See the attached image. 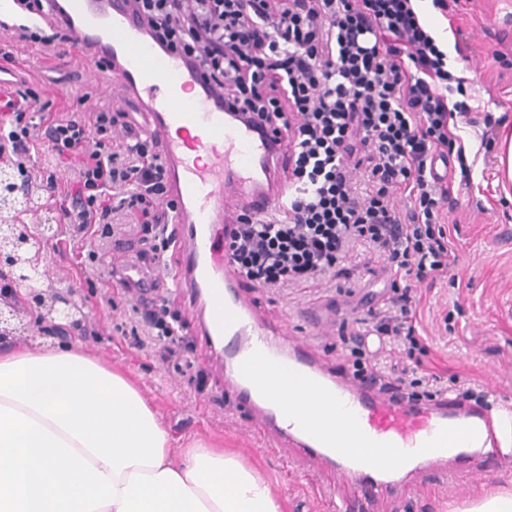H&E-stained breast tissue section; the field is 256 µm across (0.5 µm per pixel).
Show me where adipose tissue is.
<instances>
[{
	"label": "adipose tissue",
	"instance_id": "adipose-tissue-1",
	"mask_svg": "<svg viewBox=\"0 0 512 512\" xmlns=\"http://www.w3.org/2000/svg\"><path fill=\"white\" fill-rule=\"evenodd\" d=\"M222 448L179 443L122 373L79 347L0 346V512H280Z\"/></svg>",
	"mask_w": 512,
	"mask_h": 512
}]
</instances>
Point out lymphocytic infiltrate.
<instances>
[{
    "label": "lymphocytic infiltrate",
    "mask_w": 512,
    "mask_h": 512,
    "mask_svg": "<svg viewBox=\"0 0 512 512\" xmlns=\"http://www.w3.org/2000/svg\"><path fill=\"white\" fill-rule=\"evenodd\" d=\"M414 0H135L152 32L210 76L235 111L284 128L288 199L278 213L243 215L225 252L246 279L265 288L349 278L346 249L358 240L383 256L400 285L389 306L368 310L346 336L357 376L384 380L369 340L397 347L416 368L428 348L417 328L415 284L454 265L445 228L450 187L437 170L454 135L450 120L472 123L448 55L421 25ZM57 155L89 153L74 179L77 201L64 211L68 247L108 223L112 211L164 201L167 182L156 142L117 124L111 105L87 119L29 122L0 135L20 175L38 143ZM404 207H397V200Z\"/></svg>",
    "instance_id": "lymphocytic-infiltrate-1"
}]
</instances>
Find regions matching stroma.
<instances>
[{"label":"stroma","instance_id":"stroma-1","mask_svg":"<svg viewBox=\"0 0 512 512\" xmlns=\"http://www.w3.org/2000/svg\"><path fill=\"white\" fill-rule=\"evenodd\" d=\"M442 23L452 35L449 70L473 77L472 104L489 112L498 134L512 130V0H460ZM2 66L28 69L27 90L53 115L86 118L106 103L116 112L127 108L113 84L87 66L74 45L59 42L49 49L0 35ZM483 131L480 123L460 122L454 128L465 157L464 167L448 168L456 197L448 227L457 260L434 284L418 285L419 332L430 347L424 363L438 375L437 387L445 395L471 387L512 397V185L502 180L499 142L484 143ZM85 159L82 152L60 156L39 146L28 170L42 210L24 216V223L63 218L64 201L48 195L46 178L72 180ZM125 258L116 248L72 253L51 241L41 245L46 282L80 291L93 319L91 333L82 338L84 349L127 376L174 436L222 447L275 484L281 512H338L344 504L358 512L351 505V487L337 479L335 469L304 459L297 449L264 442L263 432L237 408L212 364L199 313L175 292L166 301L183 325L186 347L180 360H165L163 342L153 339L133 309L135 296L113 278ZM384 265L372 255L346 281L328 276L309 287L252 289L254 309L268 320H287L291 333L304 337L326 362L351 365L340 337L342 319L359 298L389 287ZM307 305L323 310L322 325L303 320L300 310ZM496 491H512V472L476 459L469 473L454 479L426 471L408 475L398 493L377 500L371 512H461Z\"/></svg>","mask_w":512,"mask_h":512}]
</instances>
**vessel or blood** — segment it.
I'll use <instances>...</instances> for the list:
<instances>
[{
    "mask_svg": "<svg viewBox=\"0 0 512 512\" xmlns=\"http://www.w3.org/2000/svg\"><path fill=\"white\" fill-rule=\"evenodd\" d=\"M0 19L67 36L147 114L144 132L161 149L172 221L186 248L178 275L130 258L118 285L137 297L173 289L200 307L203 334L225 388L272 441L307 449L334 467L339 479L370 496L446 461L464 470L472 458L486 456L498 467L512 468V450L503 448L512 405L496 395L463 404L446 397L419 403L378 394L369 380L323 364L287 324L272 326L254 314L240 273L217 258V235L231 232L236 221L226 197L256 217L287 199L284 129L239 119L201 64L144 25L134 0H47L46 7L32 10L22 0H0ZM258 365L280 372L286 382L281 397L267 394L255 376ZM299 381L321 410V422L288 419L285 402Z\"/></svg>",
    "mask_w": 512,
    "mask_h": 512,
    "instance_id": "obj_1",
    "label": "vessel or blood"
}]
</instances>
